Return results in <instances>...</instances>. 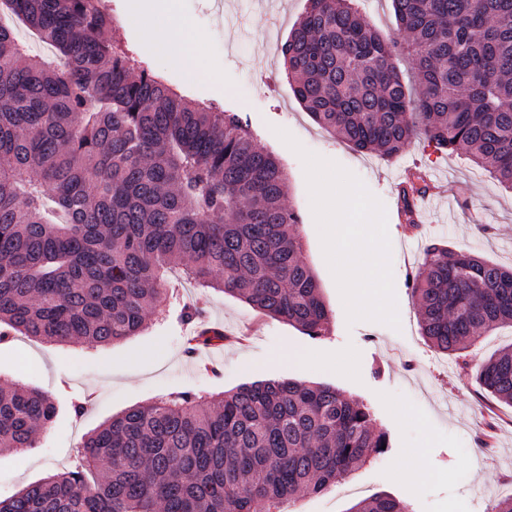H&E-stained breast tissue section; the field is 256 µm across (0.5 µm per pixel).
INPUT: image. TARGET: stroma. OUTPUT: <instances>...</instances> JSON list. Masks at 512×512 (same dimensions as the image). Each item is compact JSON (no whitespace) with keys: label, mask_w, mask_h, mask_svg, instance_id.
Here are the masks:
<instances>
[{"label":"stroma","mask_w":512,"mask_h":512,"mask_svg":"<svg viewBox=\"0 0 512 512\" xmlns=\"http://www.w3.org/2000/svg\"><path fill=\"white\" fill-rule=\"evenodd\" d=\"M126 45L188 100H219L247 118L259 147L283 162L286 202L302 218L296 227L302 254L318 280L330 314L327 336L313 339L288 323L262 316L248 303L211 288L177 283L181 300L201 309L209 326L228 335L216 348L219 375L185 356L175 305L166 303L138 336L108 346H70L26 337L0 343V375L58 395L82 397L87 406L73 416L60 404L56 424L37 447L0 452V500L41 479L66 471L87 433L127 408L163 393L191 391L209 396L269 379L329 384L362 401L375 427L389 437L385 453L327 491L306 493L288 512H349L358 501L385 492L403 498L410 512H490L494 500L512 496V427L496 447L480 435L487 408L512 420V406L498 403L479 383L480 364L512 344V329L486 336L460 357L434 349L420 332L408 278L421 267L434 239L505 267L512 266V193L463 155L438 151L415 136L401 154L384 159L359 152L318 126L296 99L277 59L281 45L305 9L306 0H175L190 39L202 40L212 76L188 80L170 64L127 15L129 0H106ZM287 130L305 149L346 168L385 206L400 329L367 320L348 322L334 277L325 260L312 213L304 167L276 134ZM419 170L436 187L422 224L406 235L397 219L398 187ZM292 351L327 361V368L303 374ZM422 454L427 473L408 479L405 469Z\"/></svg>","instance_id":"35a3bbf8"}]
</instances>
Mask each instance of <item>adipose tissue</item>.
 <instances>
[{
    "label": "adipose tissue",
    "mask_w": 512,
    "mask_h": 512,
    "mask_svg": "<svg viewBox=\"0 0 512 512\" xmlns=\"http://www.w3.org/2000/svg\"><path fill=\"white\" fill-rule=\"evenodd\" d=\"M131 15L137 18L145 37L172 63L183 67L190 78L207 75L202 46L186 44L184 23L174 15L169 0H133Z\"/></svg>",
    "instance_id": "1"
}]
</instances>
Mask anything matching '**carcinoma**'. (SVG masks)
Masks as SVG:
<instances>
[{
	"label": "carcinoma",
	"instance_id": "obj_1",
	"mask_svg": "<svg viewBox=\"0 0 512 512\" xmlns=\"http://www.w3.org/2000/svg\"><path fill=\"white\" fill-rule=\"evenodd\" d=\"M401 42L352 0H308L281 46L293 93L353 149L399 155L416 134L512 191V0H392ZM64 61L23 53L0 25V340L110 345L166 302L165 273L238 297L312 339L329 332L286 206L281 159L238 113L193 105L104 37L103 0H0ZM417 66L411 92L394 63ZM422 336L458 357L512 328V268L429 244L410 278ZM224 341L214 330L190 351ZM512 406V345L479 366ZM56 398L0 377V451L36 446ZM370 409L291 379L208 399L171 393L89 433L74 466L0 512H279L383 452ZM349 512H409L377 494Z\"/></svg>",
	"mask_w": 512,
	"mask_h": 512
}]
</instances>
